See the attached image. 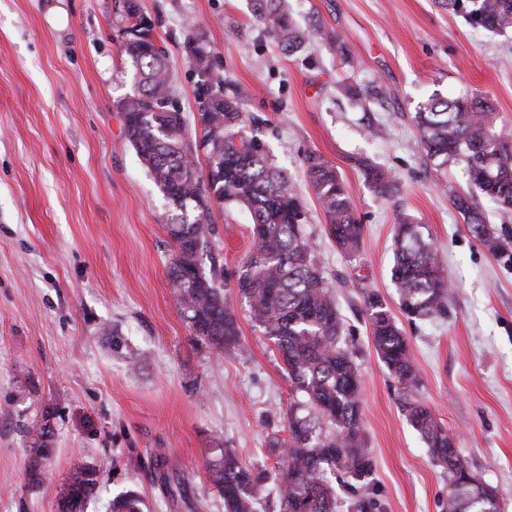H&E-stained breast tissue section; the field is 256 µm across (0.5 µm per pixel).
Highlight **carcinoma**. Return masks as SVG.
Returning a JSON list of instances; mask_svg holds the SVG:
<instances>
[{
  "label": "carcinoma",
  "mask_w": 512,
  "mask_h": 512,
  "mask_svg": "<svg viewBox=\"0 0 512 512\" xmlns=\"http://www.w3.org/2000/svg\"><path fill=\"white\" fill-rule=\"evenodd\" d=\"M438 4L464 13L473 26L491 32L512 30V0ZM250 7L282 51L294 55L303 48L306 36L293 23L288 0H250ZM121 15L128 27L148 20L139 0H122ZM310 36L343 51L335 29L318 18ZM122 53L132 84V92L119 101L125 135L169 205L166 230L173 250L168 278L184 321L213 356L242 347L221 272L204 270L201 257L215 233L212 202L227 211L247 212L252 249L237 270L236 293L254 327L277 350L295 397L288 410V435L269 441V447L281 451L272 469L248 467L221 444L211 449L204 466L224 512H256L261 487L267 483L276 491L279 512H339L336 485L356 490V484L371 475L373 460L361 425L355 352L343 342L344 319L306 234L305 207L261 139L246 131L240 94L224 92L209 51L191 48L197 122L203 133L199 146L190 140L186 115L171 94L166 47L127 35ZM341 90L356 103L390 98L389 90L376 83L343 84ZM495 116L489 101L467 93L435 94L414 116L427 160L437 168L462 166L468 189L448 181L443 191L471 236L491 254L509 243L485 221L475 197L512 210V136L497 126ZM200 146L205 150L204 167L197 158ZM304 165L326 219V234L337 248L356 255L363 225L338 169L315 152L305 156ZM359 166L376 193L392 197L399 191L391 171L369 160ZM393 254L391 281L403 314L411 320L443 314L451 288L447 270L426 227L408 214H399ZM367 314L377 358L397 380L411 426L448 478V512H498L497 493L471 479L448 430L414 398L420 378L403 329L373 295L367 299ZM53 416L46 408L39 425L23 428L25 477L31 488L44 482L53 456ZM152 473L172 500L196 508L189 479L161 448L154 451ZM99 484L96 467H80L62 485L57 512H86ZM352 507L354 512H381L369 495L355 497ZM108 509L144 512L145 502L137 492L125 491L112 497Z\"/></svg>",
  "instance_id": "carcinoma-1"
}]
</instances>
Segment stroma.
I'll list each match as a JSON object with an SVG mask.
<instances>
[{"mask_svg": "<svg viewBox=\"0 0 512 512\" xmlns=\"http://www.w3.org/2000/svg\"><path fill=\"white\" fill-rule=\"evenodd\" d=\"M170 53L172 87L196 111L186 51L202 40L226 91L243 94L247 125L285 169L308 211L307 233L339 303L359 365L362 424L382 512H445L448 482L378 361L366 299L391 312L398 213L425 224L453 284L445 315L405 324L416 394L453 436L471 472L512 512V247L493 255L468 232L438 183L466 185L460 167L427 165L413 121L432 94L489 97L512 133V32L471 27L436 0H291L300 30L315 18L339 34L352 66L311 42L288 56L254 21L248 0H140ZM121 0H0V512H56L81 465L100 472L88 512L137 490L146 512H189L149 474L155 449L185 472L201 502L224 512L204 469L224 444L271 466L293 398L282 363L235 310L241 350L211 356L183 320L167 277V204L124 134L117 104L131 90L121 59ZM379 82L392 98L353 105L341 83ZM385 129L382 138L372 136ZM316 152L341 173L364 227L358 255L339 251L304 179ZM399 178L377 195L357 158ZM203 266L226 286L251 247L249 219L212 207ZM57 411L49 473L27 487L23 427Z\"/></svg>", "mask_w": 512, "mask_h": 512, "instance_id": "obj_1", "label": "stroma"}]
</instances>
